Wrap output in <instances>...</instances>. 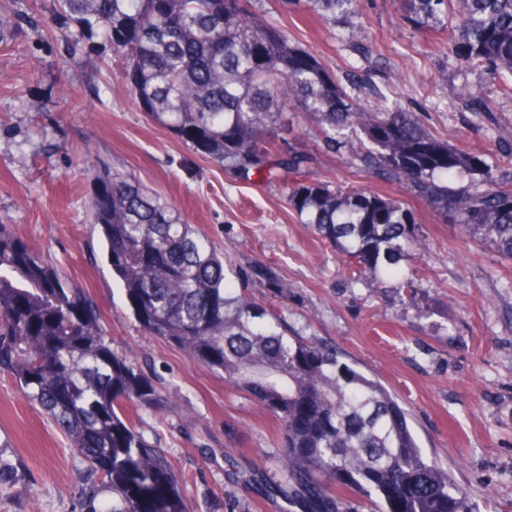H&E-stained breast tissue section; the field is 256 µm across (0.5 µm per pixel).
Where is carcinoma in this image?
Segmentation results:
<instances>
[{
    "label": "carcinoma",
    "instance_id": "cac0c4a2",
    "mask_svg": "<svg viewBox=\"0 0 512 512\" xmlns=\"http://www.w3.org/2000/svg\"><path fill=\"white\" fill-rule=\"evenodd\" d=\"M325 21L355 0H307ZM57 0L94 47L121 57L125 84L150 119L224 167L235 181L281 180L288 204L345 258L348 275L395 279L409 299L426 277L400 266L426 246L414 210L372 190L307 177L316 157L278 129L299 110L329 151L364 176L403 187L512 263V186L494 171L507 156L471 155L399 108L367 111L312 54L254 8V0ZM405 17L435 34L484 80L512 93V0H403ZM484 111L480 92L457 94ZM469 177L448 186V179ZM88 213L146 334L183 349L278 421L273 489L301 512H474L422 452L406 412L336 346L288 328L259 302L253 274L235 270L168 199L129 174L92 170ZM0 372L52 420L86 467L80 512H186L178 476L131 414L160 400L154 383L112 351L97 307L0 224ZM0 448V494L13 481Z\"/></svg>",
    "mask_w": 512,
    "mask_h": 512
}]
</instances>
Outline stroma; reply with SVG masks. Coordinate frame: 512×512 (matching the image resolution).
<instances>
[{
    "mask_svg": "<svg viewBox=\"0 0 512 512\" xmlns=\"http://www.w3.org/2000/svg\"><path fill=\"white\" fill-rule=\"evenodd\" d=\"M367 107L379 96L413 113L468 152H512V96L465 67L449 40L415 28L399 0H355L327 25L305 0H259ZM361 33L368 56L346 41ZM480 87L489 109L461 111V86ZM287 142L316 154L314 178L357 180L327 152L312 118H295ZM134 175L162 193L235 267L262 265L285 281L288 325L335 344L378 379L408 413L424 455L448 471L477 512H512V265L457 225L415 204L428 249L416 262L430 277L416 300L395 280L351 282L335 249L301 224L282 186L231 180L223 167L151 122L123 86L122 63L91 50L54 0H9L0 10V224L11 225L94 300L112 349L161 390L162 403L134 423L163 450L187 512H288L258 493L280 446L276 420L178 346L147 335L112 278L97 229L86 221L92 164ZM0 443L18 479L0 512H79L85 466L47 416L0 373Z\"/></svg>",
    "mask_w": 512,
    "mask_h": 512,
    "instance_id": "1",
    "label": "stroma"
}]
</instances>
